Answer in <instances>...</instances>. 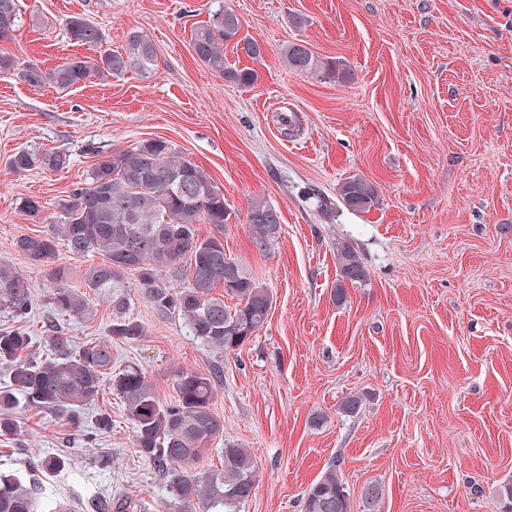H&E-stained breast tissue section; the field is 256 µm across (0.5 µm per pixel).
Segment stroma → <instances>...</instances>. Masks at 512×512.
<instances>
[{
  "instance_id": "1",
  "label": "stroma",
  "mask_w": 512,
  "mask_h": 512,
  "mask_svg": "<svg viewBox=\"0 0 512 512\" xmlns=\"http://www.w3.org/2000/svg\"><path fill=\"white\" fill-rule=\"evenodd\" d=\"M211 0H20L13 39L0 52L53 68L87 54L65 21L101 26L104 48L147 34L157 66L60 91L0 74V262L28 276L25 327L48 355L49 266L15 247L46 233L56 205L85 186L96 151L168 141L212 178L233 215L224 253L273 297L266 323L243 347L217 355L158 318L139 288L134 313L148 334L112 344L114 366L141 365L161 400L176 371L220 367L213 412L221 439L197 464L220 466V448L252 449L260 481L241 512H303V494L337 460L352 503L384 485V512H512V0H224L241 32L265 46L246 87L193 55ZM302 16L296 26L292 17ZM344 61L335 80L290 70L288 43ZM291 127H284L282 117ZM69 154L59 172H16L19 150ZM360 176L379 209L356 213L338 194ZM40 201L38 224L21 208ZM279 215L268 251L255 247L249 206ZM351 246L364 282L333 291L336 247ZM358 411H343L350 396ZM106 414L112 429L96 433ZM0 468L41 483L48 497L87 512L89 496L124 499L127 512H170L162 476L133 446L120 400L102 392L81 428L18 404ZM69 464L55 475L44 455Z\"/></svg>"
}]
</instances>
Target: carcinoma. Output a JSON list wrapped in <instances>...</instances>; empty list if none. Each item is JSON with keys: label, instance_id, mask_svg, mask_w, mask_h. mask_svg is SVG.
<instances>
[{"label": "carcinoma", "instance_id": "carcinoma-1", "mask_svg": "<svg viewBox=\"0 0 512 512\" xmlns=\"http://www.w3.org/2000/svg\"><path fill=\"white\" fill-rule=\"evenodd\" d=\"M19 12V0H0V41L12 38ZM66 28L72 40L95 54L67 57L46 70L20 68L12 57L0 54V74L9 73L34 88L49 85L67 90L130 70L144 78L154 73L156 50L148 35L133 32L124 51L101 52L102 33L91 21L74 15L66 20ZM239 33L238 17L220 6L210 13L209 21L194 30L192 51L212 71L242 86H252L258 80L254 70L229 69L224 62V46L229 43L239 56L262 58L263 44ZM283 59L298 72L328 77L346 74L342 61L322 59L297 42L285 47ZM69 164V155L52 151L22 150L11 159L16 172H57ZM339 195L345 207L357 213L379 207L377 189L362 177L344 181ZM231 215L224 193L209 175L173 151L166 140H143L119 152H97L88 184L75 188L59 204L52 231L24 235L16 243L20 252L38 264L55 260L60 241L75 258L100 254L106 262L86 269L83 292L69 285L65 268L52 270L54 286L47 297L51 354L44 359L31 358L32 336L26 330L18 327L0 332V364L9 369L8 384L0 389V436L15 433L10 411L20 398L78 427L85 406L107 389L122 402L138 453L162 473L166 504L197 506L202 512H235L246 502L259 474L252 449L226 446L220 451L221 468L189 470L224 432L212 410L220 370L177 371L175 400L166 403L140 365L112 369V341L136 342L147 335L145 325L133 313L131 278L160 317L178 318L186 335L218 354L239 349L265 323L272 306L270 292L224 256L222 235ZM247 221L255 246L265 250L277 234V211L257 201L250 206ZM202 224L211 225L214 232L201 234ZM336 256L339 275L334 297L339 303L346 297L347 285L365 280L366 273L350 246L337 245ZM218 288L222 293H215ZM93 297L112 307L107 336L75 350L58 320L94 318ZM227 297L237 303L227 304ZM1 307L18 322L25 321L32 308L27 277L2 263ZM385 496L383 485H365L360 512H382ZM42 502V487L0 470V512H72L67 502L59 501L45 511ZM88 505L91 512L127 510V502L120 498L96 497ZM304 512H351L339 464L328 465L307 488Z\"/></svg>", "mask_w": 512, "mask_h": 512}]
</instances>
